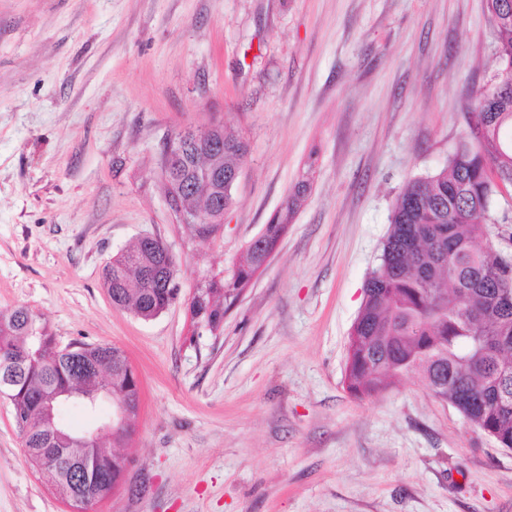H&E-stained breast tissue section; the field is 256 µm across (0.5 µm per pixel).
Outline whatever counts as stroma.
<instances>
[{
	"label": "stroma",
	"mask_w": 512,
	"mask_h": 512,
	"mask_svg": "<svg viewBox=\"0 0 512 512\" xmlns=\"http://www.w3.org/2000/svg\"><path fill=\"white\" fill-rule=\"evenodd\" d=\"M495 67L486 0H0V309L120 347L140 381L134 463L96 512H512V450L416 377L344 384L396 199L445 165ZM214 121L249 153L221 231L191 241L159 160ZM305 175L269 265L193 336L198 282ZM145 235L180 285L151 321L101 278ZM0 512H72L3 397Z\"/></svg>",
	"instance_id": "obj_1"
}]
</instances>
